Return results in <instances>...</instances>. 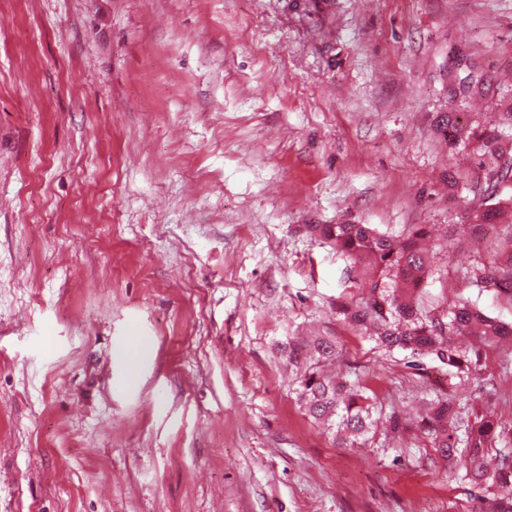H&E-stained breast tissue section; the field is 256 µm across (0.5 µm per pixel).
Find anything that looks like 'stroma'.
Wrapping results in <instances>:
<instances>
[{"instance_id":"obj_1","label":"stroma","mask_w":512,"mask_h":512,"mask_svg":"<svg viewBox=\"0 0 512 512\" xmlns=\"http://www.w3.org/2000/svg\"><path fill=\"white\" fill-rule=\"evenodd\" d=\"M510 111L512 0H0V512H471L414 424L512 422V344L379 352L306 227L446 237L489 168L438 116ZM486 255L436 254L424 310L512 323ZM311 334L406 431L337 447L280 354Z\"/></svg>"}]
</instances>
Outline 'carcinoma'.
<instances>
[{"mask_svg":"<svg viewBox=\"0 0 512 512\" xmlns=\"http://www.w3.org/2000/svg\"><path fill=\"white\" fill-rule=\"evenodd\" d=\"M445 142L464 144L476 153L494 155V166L478 191L482 204L470 213V228L479 239L488 227H501L495 254L474 271L473 283L512 300V112H505L493 128L472 127L454 112L437 121ZM311 229L350 257L371 282L355 299L341 300L336 310L362 335L387 352L408 351L431 355L456 370L469 374L472 360L447 344L446 336H480L487 341L512 337V324L482 311L476 304L458 302L448 308V321L423 315L417 309L418 291L429 277L434 256L421 246L428 236L423 224L411 226L399 239L378 232L369 224H314ZM288 365L296 370L298 399L308 414L334 429L344 448H359L379 423L364 387L345 375L331 377L325 367L341 353L330 336L305 340L288 338L282 346ZM416 431L430 440L438 457L455 471H463L490 496L478 499L475 512H512V424L505 425L483 415L459 432L453 404L446 397L429 399ZM497 448L493 469L484 463L485 452Z\"/></svg>","mask_w":512,"mask_h":512,"instance_id":"cac0c4a2","label":"carcinoma"}]
</instances>
